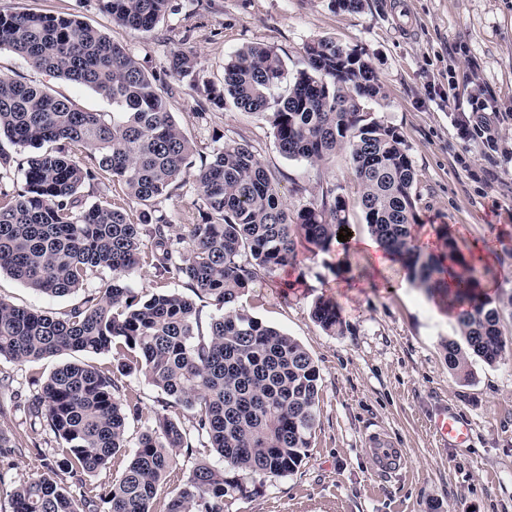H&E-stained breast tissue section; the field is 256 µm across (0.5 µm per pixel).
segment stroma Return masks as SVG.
Instances as JSON below:
<instances>
[{"label": "stroma", "instance_id": "stroma-1", "mask_svg": "<svg viewBox=\"0 0 512 512\" xmlns=\"http://www.w3.org/2000/svg\"><path fill=\"white\" fill-rule=\"evenodd\" d=\"M0 10L78 17L156 74L170 49L191 50L217 86L225 63L246 45L273 48L292 73L304 68L305 47L317 39L356 50L384 90L370 109L399 133L415 170V234L447 228L467 255L494 247V260L478 264L477 273L495 283L500 328L512 340V0H364L357 11L334 0H170L149 32L113 23L97 0H0ZM0 73L66 96L84 111L112 113L98 92L34 69L12 51L0 50ZM174 89L170 110L197 151L247 141L289 209L314 202L323 187L357 197L345 152L313 169L285 158L270 126L254 115L210 103L200 87L178 82ZM484 104L491 108L490 137H462V125ZM156 206L177 234L200 220L188 177ZM321 296L338 304L341 333L312 319ZM0 300L58 316L79 297L41 295L2 272ZM238 305L308 350L320 370L319 398L313 445L297 470L272 481L244 478L247 494L226 497L224 512H512V349L492 365L474 361L469 382L455 379L441 342L457 337V324L403 266L381 270L369 252L343 242L323 253L302 241L296 266L259 275ZM67 363L106 368L112 357L68 352L25 364L0 358V433L18 445L0 458V512H10L9 493L25 481L52 474L61 486L72 485L57 469L53 434L31 426L22 410L29 375L45 377ZM118 384L120 398L140 402L139 417L127 425L132 450L162 394L136 374ZM444 406L470 423L465 447L441 448L430 436V417ZM374 429L401 448L403 471L376 473L366 444Z\"/></svg>", "mask_w": 512, "mask_h": 512}]
</instances>
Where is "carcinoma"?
<instances>
[{"label": "carcinoma", "instance_id": "1", "mask_svg": "<svg viewBox=\"0 0 512 512\" xmlns=\"http://www.w3.org/2000/svg\"><path fill=\"white\" fill-rule=\"evenodd\" d=\"M120 26L151 31L169 0H98ZM32 67L112 101V121L70 98L0 76V139L38 153L17 160L0 145V181L20 173L24 188L0 203V272L48 296L65 297L106 272L105 287L83 296L60 317L0 300V357L23 364L64 352L112 354L116 370L66 364L47 379L32 376V420L58 441L59 467L77 478L76 491L42 476L9 494L11 512H151L158 487L179 458L193 456L192 437L206 441L222 465L196 462L170 497L166 512H224L225 497L244 494L243 473L264 480L291 474L315 435L319 368L285 332L237 306L258 272L296 264L297 241L327 251L349 225V204L331 188L295 212L279 184L245 141L226 140L196 156L168 107L166 78L200 77L197 57L173 49L163 76L149 73L101 30L72 16L0 11V49ZM306 67L282 87L287 66L272 49L247 45L224 66L221 90L209 101H232L271 127L280 152L319 170L348 152L357 204L380 245L398 255L409 279L427 296L457 306L464 343H442L448 370L471 378V360L496 362L508 341L495 300L476 276L475 261L445 238L440 254L414 243L415 171L397 131L367 111L384 97L371 63L342 53L331 38L307 47ZM192 172L201 222L188 237L154 201ZM118 182L140 205L137 221L104 194L88 204L85 185ZM158 277L182 279L176 290L138 295L131 276L141 263ZM217 315L202 327L195 298ZM312 319L327 333L343 329L339 308L318 298ZM139 373L166 396L140 435L121 478L89 486L82 476L108 467L127 445V422L138 403L120 401L114 372ZM191 413L187 430L169 414Z\"/></svg>", "mask_w": 512, "mask_h": 512}]
</instances>
